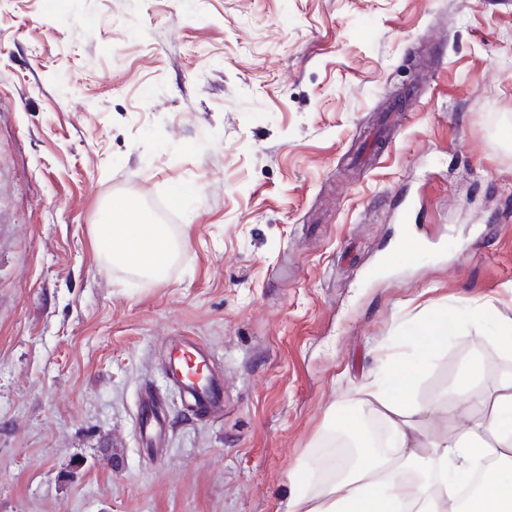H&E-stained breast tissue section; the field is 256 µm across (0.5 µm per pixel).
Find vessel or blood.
<instances>
[{
	"label": "vessel or blood",
	"instance_id": "1",
	"mask_svg": "<svg viewBox=\"0 0 512 512\" xmlns=\"http://www.w3.org/2000/svg\"><path fill=\"white\" fill-rule=\"evenodd\" d=\"M166 370L187 407L216 414L223 412L224 382L212 373L210 354L202 343L185 336L172 340ZM143 410L146 414L144 435L150 443H158L164 419L155 410L152 394H145Z\"/></svg>",
	"mask_w": 512,
	"mask_h": 512
}]
</instances>
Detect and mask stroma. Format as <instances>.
I'll return each mask as SVG.
<instances>
[{
	"instance_id": "1",
	"label": "stroma",
	"mask_w": 512,
	"mask_h": 512,
	"mask_svg": "<svg viewBox=\"0 0 512 512\" xmlns=\"http://www.w3.org/2000/svg\"><path fill=\"white\" fill-rule=\"evenodd\" d=\"M0 95V512H286L384 353L424 357L430 436L469 362L477 408L512 379L463 320L512 316V0H0ZM115 201L162 279L96 255ZM179 336L222 414L169 385ZM206 347L194 338L181 336L169 344L166 370L187 407L220 414L224 410V381L211 372ZM190 364L202 370V377L189 374ZM143 411L146 413L144 435L150 443L157 444L162 438L164 418L155 411L151 393L147 392L143 398Z\"/></svg>"
}]
</instances>
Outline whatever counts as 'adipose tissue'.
<instances>
[{
	"label": "adipose tissue",
	"mask_w": 512,
	"mask_h": 512,
	"mask_svg": "<svg viewBox=\"0 0 512 512\" xmlns=\"http://www.w3.org/2000/svg\"><path fill=\"white\" fill-rule=\"evenodd\" d=\"M93 245L105 263H129L149 279L162 275L173 250L166 227L140 215L95 225ZM389 368L388 379L358 390L362 404L389 428L386 454L358 440L351 470L314 493L293 495L287 512H512V466L488 468L466 510H459L455 492L482 460L512 447V392L500 395L490 412L472 413L464 431L430 437L422 429L429 408L411 396L424 364L393 358Z\"/></svg>",
	"instance_id": "obj_1"
}]
</instances>
